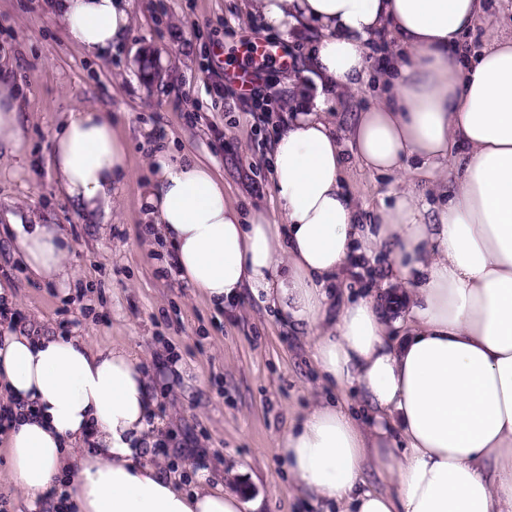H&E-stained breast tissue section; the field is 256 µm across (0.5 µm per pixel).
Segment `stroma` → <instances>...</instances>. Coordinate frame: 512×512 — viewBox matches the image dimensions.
I'll return each instance as SVG.
<instances>
[{"label": "stroma", "mask_w": 512, "mask_h": 512, "mask_svg": "<svg viewBox=\"0 0 512 512\" xmlns=\"http://www.w3.org/2000/svg\"><path fill=\"white\" fill-rule=\"evenodd\" d=\"M248 0H133L125 42L94 60L49 16V0H0V65L21 85L29 148L46 159L54 130L74 104L100 107L130 142L129 179L112 189L107 223H81L47 166L0 162V209L23 224L65 225L79 286L71 294L29 277L0 234V285L10 288L16 329L78 336L94 350L125 346L158 375L152 423L172 472L206 468L231 489L249 488L254 512H320L283 474L275 440L321 398L312 340L245 298L211 307L143 235L144 195L159 156L210 160L224 197L276 211L269 178L273 138L311 78L281 64L264 68L267 104L251 108L224 74L248 67L245 39L264 38ZM234 37H226V30ZM370 91L332 95L327 119L344 135ZM391 179L351 165L347 186L363 213L385 200ZM182 375L162 378L165 359Z\"/></svg>", "instance_id": "1"}]
</instances>
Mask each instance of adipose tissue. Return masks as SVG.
I'll use <instances>...</instances> for the list:
<instances>
[{"instance_id":"obj_1","label":"adipose tissue","mask_w":512,"mask_h":512,"mask_svg":"<svg viewBox=\"0 0 512 512\" xmlns=\"http://www.w3.org/2000/svg\"><path fill=\"white\" fill-rule=\"evenodd\" d=\"M264 25L306 29L301 75L316 92L272 147L279 219L244 213L202 161L163 166L146 197L149 237L217 309L251 296L314 336L328 386H350L357 411L326 399L276 442L286 480L314 503L349 512H512V35L475 55L463 38L484 0H251ZM70 41L98 58L122 45L130 0H52ZM392 29L405 52L374 73L368 43ZM374 88L348 142L325 119L331 93ZM20 90L0 72V158L22 157ZM403 189L362 222L345 192V151ZM443 198L421 203L411 162ZM48 165L80 217L107 218L129 175V146L101 109L77 105ZM11 253L30 275L70 288V242L55 224L10 223ZM378 265L388 295L338 300L349 272ZM0 404L10 476L31 512L65 492L78 512H248L244 490L191 489L153 448L152 376L127 348L72 336L0 337ZM374 472L383 489L367 487Z\"/></svg>"}]
</instances>
